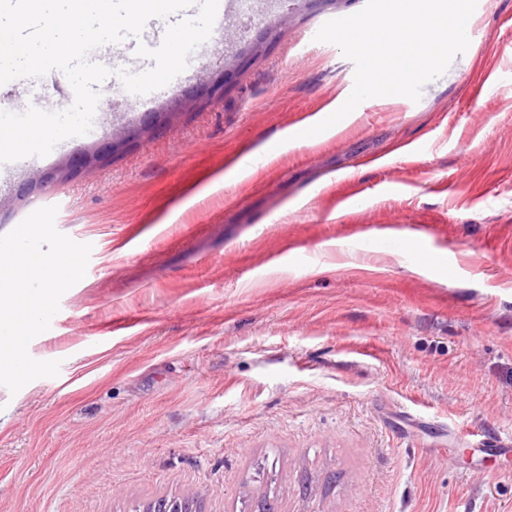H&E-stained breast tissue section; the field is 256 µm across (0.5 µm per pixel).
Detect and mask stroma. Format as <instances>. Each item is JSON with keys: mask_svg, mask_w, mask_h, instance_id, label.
<instances>
[{"mask_svg": "<svg viewBox=\"0 0 512 512\" xmlns=\"http://www.w3.org/2000/svg\"><path fill=\"white\" fill-rule=\"evenodd\" d=\"M365 4L236 16L150 107L89 53L112 71L97 133L0 184V236L54 206L92 246L28 345L59 374L0 386V512L165 495L202 512H512V455L484 449L512 437V0H477L467 50L419 101L370 98L301 137L354 87L314 35ZM258 24L269 45L223 94L111 151ZM68 85L53 70L0 99L63 110ZM81 148L101 162L18 199Z\"/></svg>", "mask_w": 512, "mask_h": 512, "instance_id": "obj_1", "label": "stroma"}]
</instances>
